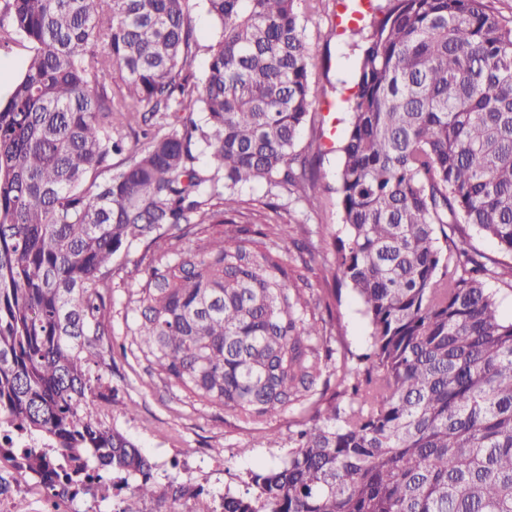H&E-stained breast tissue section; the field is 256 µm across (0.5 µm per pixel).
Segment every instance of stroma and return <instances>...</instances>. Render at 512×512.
Here are the masks:
<instances>
[{
  "mask_svg": "<svg viewBox=\"0 0 512 512\" xmlns=\"http://www.w3.org/2000/svg\"><path fill=\"white\" fill-rule=\"evenodd\" d=\"M371 15L368 0H318L316 8L303 10L300 17L311 48V78L324 93L314 107L315 121L306 124L299 138L300 148L309 150L314 159L317 177L308 191L310 207H297L296 217L313 229L310 239L321 257L307 277L315 297L331 305L338 333L332 346L341 356L364 351L366 324L353 292L342 288L340 299H333V281L323 271L335 264L334 239L342 227L334 187L342 163L339 146L346 100L352 94L356 69L353 32L368 23ZM116 363L112 422L150 458L160 492L171 482L186 479L217 497L242 489L248 472L280 462L287 454L293 421L314 413L310 407L286 410L272 423L277 440L258 446L252 432L237 428L223 408L168 390L134 357H120ZM131 404L137 407L132 416L126 412Z\"/></svg>",
  "mask_w": 512,
  "mask_h": 512,
  "instance_id": "35a3bbf8",
  "label": "stroma"
}]
</instances>
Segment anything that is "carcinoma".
Returning <instances> with one entry per match:
<instances>
[{"instance_id":"1","label":"carcinoma","mask_w":512,"mask_h":512,"mask_svg":"<svg viewBox=\"0 0 512 512\" xmlns=\"http://www.w3.org/2000/svg\"><path fill=\"white\" fill-rule=\"evenodd\" d=\"M202 2L206 47L189 0L0 6V46L31 51L0 101V453L64 492L89 467L102 486L138 475L121 512H141L153 466L111 422L118 347L245 425L325 373L349 396L296 421L224 512H512V320L487 288L512 287V262L469 244L512 259V23L485 0H381L357 32L329 273L369 335L357 365H331L288 270L309 230L285 204L237 222L245 186L299 201L315 177L297 150L319 97L303 0ZM118 259L140 277L117 346ZM32 434L41 447H13ZM190 8L199 43L202 46L209 45L217 35L213 20L199 0H190Z\"/></svg>"}]
</instances>
